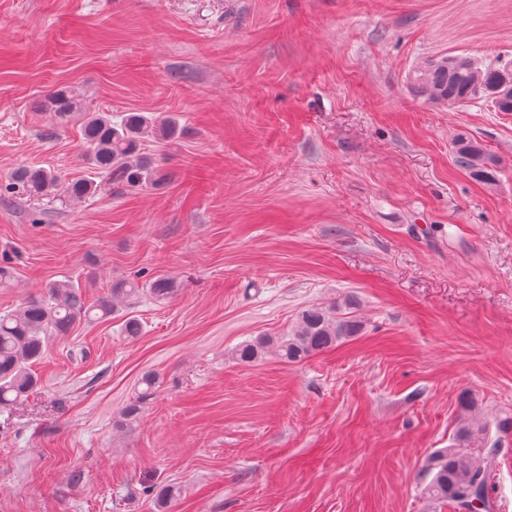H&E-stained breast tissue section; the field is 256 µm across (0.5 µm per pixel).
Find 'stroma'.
Returning a JSON list of instances; mask_svg holds the SVG:
<instances>
[{"instance_id":"35a3bbf8","label":"stroma","mask_w":512,"mask_h":512,"mask_svg":"<svg viewBox=\"0 0 512 512\" xmlns=\"http://www.w3.org/2000/svg\"><path fill=\"white\" fill-rule=\"evenodd\" d=\"M446 55L512 64V0H0V183L27 165L97 185L0 197V313L55 280L89 304L177 284L49 339L39 390L0 415V512H449L422 467L459 393L512 418V112L415 97ZM61 86L116 119L176 115L178 141L142 145L162 183L94 177L79 122L38 107ZM461 135L494 180L456 165ZM348 297L360 335L235 359ZM488 495L512 512V433ZM156 376L146 374L142 377L140 385L143 386L135 397V401L128 405L122 413L121 420L118 421L119 426H124L136 421L141 412L143 405L152 399L155 394Z\"/></svg>"}]
</instances>
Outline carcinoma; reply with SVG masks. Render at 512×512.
Here are the masks:
<instances>
[{
  "mask_svg": "<svg viewBox=\"0 0 512 512\" xmlns=\"http://www.w3.org/2000/svg\"><path fill=\"white\" fill-rule=\"evenodd\" d=\"M511 75V66H481L465 55L441 57L413 72L410 90L419 98L461 105L486 96ZM42 108L52 112L61 124L79 118L87 164L95 173L129 187L151 184L159 178L158 165L141 152V142L147 137L172 141L181 134L179 120L173 115L128 112L114 121L106 112L84 108L82 100L66 87L50 92ZM455 161L481 178L490 177L494 163L482 144L465 136L456 140ZM95 189L91 180L67 183L51 170L29 166L14 168L4 187L14 196L40 199L53 195L69 200L85 198ZM145 292L161 302L171 298L176 288L168 278H157L146 287L119 281L112 285L110 294L87 307L79 286L65 279L49 283L44 298L25 301L17 309L0 314V412L10 410L37 389L39 378L33 365L42 359L50 337L67 335L75 323L92 320L95 311L102 318L109 317ZM352 305L348 298L340 307H307L299 312L287 335L246 341L237 347L234 357L241 363H252L271 352L284 362L297 363L327 351L360 334L361 321L341 311ZM140 385L118 425L139 418L143 405L155 394L156 376L144 375ZM458 407L459 421L451 444L433 452L426 461L423 492L428 500L445 504L452 512H489L488 480L498 440L492 438L487 424L479 422L481 402L473 391L459 394Z\"/></svg>",
  "mask_w": 512,
  "mask_h": 512,
  "instance_id": "obj_1",
  "label": "carcinoma"
}]
</instances>
